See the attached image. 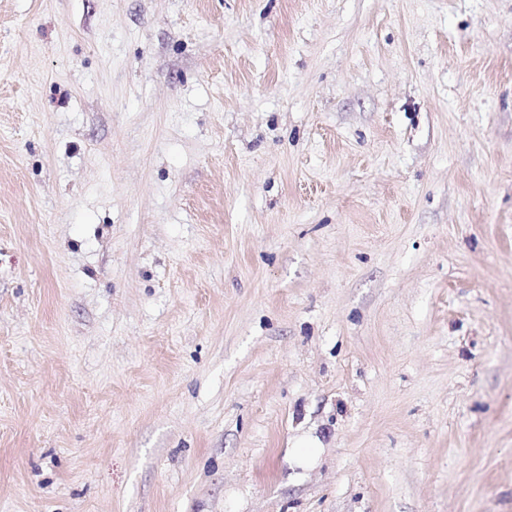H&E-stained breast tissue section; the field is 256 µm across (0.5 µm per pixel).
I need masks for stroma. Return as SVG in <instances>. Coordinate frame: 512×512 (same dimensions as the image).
Instances as JSON below:
<instances>
[{"label": "stroma", "instance_id": "1", "mask_svg": "<svg viewBox=\"0 0 512 512\" xmlns=\"http://www.w3.org/2000/svg\"><path fill=\"white\" fill-rule=\"evenodd\" d=\"M0 512H512V0H0Z\"/></svg>", "mask_w": 512, "mask_h": 512}]
</instances>
